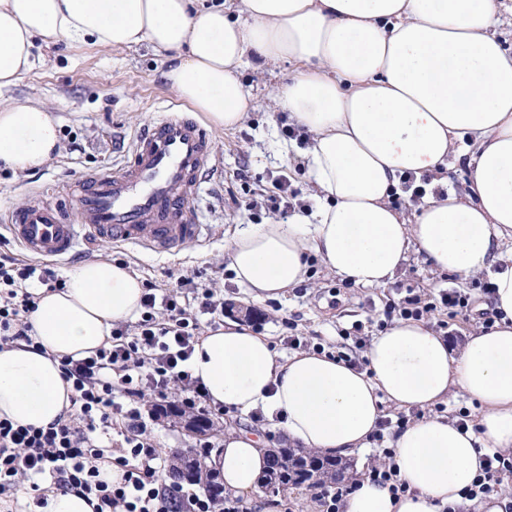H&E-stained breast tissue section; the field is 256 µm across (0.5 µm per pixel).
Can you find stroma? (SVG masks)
<instances>
[{"mask_svg": "<svg viewBox=\"0 0 512 512\" xmlns=\"http://www.w3.org/2000/svg\"><path fill=\"white\" fill-rule=\"evenodd\" d=\"M166 55L148 46L99 48L59 44L43 50L36 67L13 86L0 89V102L29 103L51 109L59 121L60 151L33 172L0 166V212L60 196L79 176L109 170L130 155V145L144 127L172 114L193 112L162 79ZM295 72L291 62L256 72L251 57H244L242 80L252 94L246 121L233 129H209L211 155L201 197L196 204L201 223L210 227L206 240L189 242L175 254L153 255L124 244H81L75 259L59 262L60 274L75 263L107 258L129 266L142 282L165 286L177 278L193 280L211 290L224 304V316L244 320L257 334L268 337L275 350L290 355L287 336L323 346L335 354L347 351L345 330L359 325V333H379L388 303L407 297L437 303L441 290L466 294L467 315L439 307L427 314L451 349H458L483 320L478 302L487 300L488 275L465 277L434 273L421 256L410 254L396 280L384 288H360L330 274L318 259H310L307 282L280 300L253 302L239 286L224 254V242L238 225L272 223L268 213L252 216L245 200L272 187L274 179L288 176L306 206H313L311 185L300 151L304 138H288L283 128L288 113L275 99L279 87ZM250 512H323L324 507L305 488L281 493L255 492L245 498Z\"/></svg>", "mask_w": 512, "mask_h": 512, "instance_id": "stroma-1", "label": "stroma"}]
</instances>
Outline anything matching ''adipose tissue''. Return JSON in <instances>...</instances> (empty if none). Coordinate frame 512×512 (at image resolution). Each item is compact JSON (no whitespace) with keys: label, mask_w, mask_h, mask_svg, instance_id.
Returning a JSON list of instances; mask_svg holds the SVG:
<instances>
[{"label":"adipose tissue","mask_w":512,"mask_h":512,"mask_svg":"<svg viewBox=\"0 0 512 512\" xmlns=\"http://www.w3.org/2000/svg\"><path fill=\"white\" fill-rule=\"evenodd\" d=\"M498 0H0V88L38 62L36 43L146 44L167 53L165 82L219 130L252 107L240 77L288 60L277 99L311 136L305 152L317 205L284 224H245L225 242L253 300L303 284L306 256L363 288L393 282L409 252L432 271L490 273L492 327L459 350L429 324L400 319L373 336L358 369L327 354L277 353L234 321L202 337L189 367L215 406L262 411L289 443L323 454L368 449L384 404L425 410L389 447L408 490L360 479L343 512H467L461 492L483 455L512 452V46L497 36ZM470 140L463 190L425 195L413 213L391 194L406 174L446 182ZM59 149V123L31 104L0 105V165L35 170ZM142 282L109 259L81 263L65 288L39 289L36 348L0 349V419L45 427L72 409L60 359L83 358L113 323L138 318ZM466 394L476 426L433 414ZM224 488L255 491L268 465L261 435L231 429L209 462Z\"/></svg>","instance_id":"ef3b65f1"}]
</instances>
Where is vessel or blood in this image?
I'll return each mask as SVG.
<instances>
[{"mask_svg": "<svg viewBox=\"0 0 512 512\" xmlns=\"http://www.w3.org/2000/svg\"><path fill=\"white\" fill-rule=\"evenodd\" d=\"M208 157V135L198 122L164 119L137 134L129 162L75 181L74 216L42 201L8 212L7 228L28 253L44 259L74 257L82 238L176 253L202 234L194 202Z\"/></svg>", "mask_w": 512, "mask_h": 512, "instance_id": "b4317fda", "label": "vessel or blood"}]
</instances>
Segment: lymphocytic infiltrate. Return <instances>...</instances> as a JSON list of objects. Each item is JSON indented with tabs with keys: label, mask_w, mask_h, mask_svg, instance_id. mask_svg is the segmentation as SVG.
Segmentation results:
<instances>
[{
	"label": "lymphocytic infiltrate",
	"mask_w": 512,
	"mask_h": 512,
	"mask_svg": "<svg viewBox=\"0 0 512 512\" xmlns=\"http://www.w3.org/2000/svg\"><path fill=\"white\" fill-rule=\"evenodd\" d=\"M64 285L53 267L0 252V347L33 345L34 288ZM141 307L136 325L113 324L94 354L62 358V375L74 392L73 413L44 428L0 419V497L17 495L25 482L41 476L94 495L98 512H215L209 496L163 483L168 459L147 431L143 407L149 397L158 404L174 400L185 411L223 420V409L210 406L188 368L202 316L215 315L220 305L210 290L196 291L193 280L180 278L166 288L146 284ZM117 424L124 442L115 448L104 439ZM104 463L121 470L120 482L100 480ZM510 479L512 453L494 452L482 457L464 495L485 499Z\"/></svg>",
	"instance_id": "obj_1"
}]
</instances>
